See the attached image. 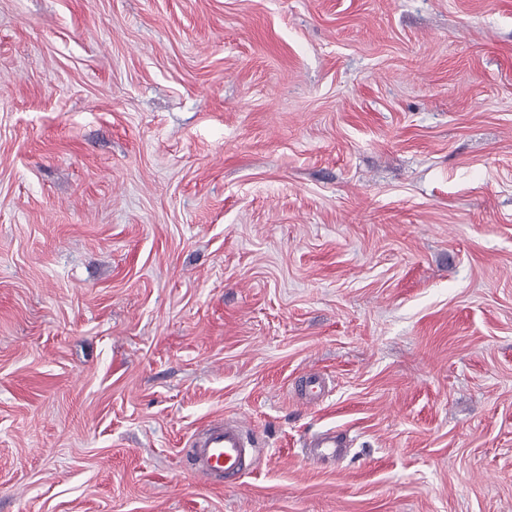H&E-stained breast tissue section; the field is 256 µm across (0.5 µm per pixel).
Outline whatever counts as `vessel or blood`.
<instances>
[{"instance_id":"b4317fda","label":"vessel or blood","mask_w":512,"mask_h":512,"mask_svg":"<svg viewBox=\"0 0 512 512\" xmlns=\"http://www.w3.org/2000/svg\"><path fill=\"white\" fill-rule=\"evenodd\" d=\"M348 452L345 434L323 432L308 443L304 455L315 465L339 460ZM260 454L244 426L234 420L208 424L190 442L191 475L199 480L235 482Z\"/></svg>"}]
</instances>
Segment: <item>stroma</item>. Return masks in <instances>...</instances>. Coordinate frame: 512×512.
<instances>
[{"instance_id":"obj_1","label":"stroma","mask_w":512,"mask_h":512,"mask_svg":"<svg viewBox=\"0 0 512 512\" xmlns=\"http://www.w3.org/2000/svg\"><path fill=\"white\" fill-rule=\"evenodd\" d=\"M0 512H512V0H0ZM259 454L256 442L234 420L208 424L193 435L187 452L191 475L212 484L235 482ZM347 447V437L343 433H318L307 444L304 456L312 464L323 465L346 456L349 449Z\"/></svg>"}]
</instances>
